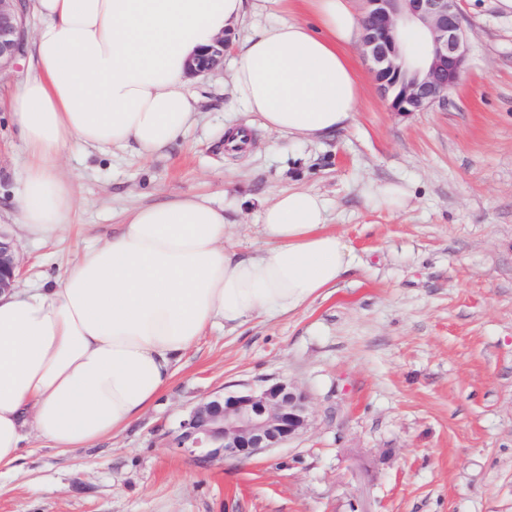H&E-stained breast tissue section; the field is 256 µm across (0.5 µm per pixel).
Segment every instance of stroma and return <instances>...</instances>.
Wrapping results in <instances>:
<instances>
[{"label":"stroma","instance_id":"obj_1","mask_svg":"<svg viewBox=\"0 0 512 512\" xmlns=\"http://www.w3.org/2000/svg\"><path fill=\"white\" fill-rule=\"evenodd\" d=\"M459 8L468 60L445 100L392 111L353 45V120L286 139L234 101L229 70L194 76L197 119L166 154L63 155L79 206L44 242L17 214L26 155L9 100L25 67L0 74V230L16 243L18 288L52 282L127 211L173 194L242 197L227 241L253 253L261 202L314 191L354 257L302 308L209 331L112 437L65 453L30 437L0 473V512H512V17L492 0ZM230 125L246 145H229ZM376 183L404 189L406 207H374ZM280 380L312 401L294 441L207 465L171 448L200 402Z\"/></svg>","mask_w":512,"mask_h":512}]
</instances>
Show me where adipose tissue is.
I'll list each match as a JSON object with an SVG mask.
<instances>
[{
  "instance_id": "1",
  "label": "adipose tissue",
  "mask_w": 512,
  "mask_h": 512,
  "mask_svg": "<svg viewBox=\"0 0 512 512\" xmlns=\"http://www.w3.org/2000/svg\"><path fill=\"white\" fill-rule=\"evenodd\" d=\"M269 2L33 0L34 54L9 105L29 158L25 231L49 239L70 224L65 151L131 144L150 156L182 137L196 111L190 65L220 36L238 39L233 97L265 127L312 138L344 128L361 97L348 0H296L298 16L248 27ZM239 206L197 194L131 209L59 280L0 293V471L28 433L65 450L124 429L208 327L292 312L351 269L319 194L279 192L261 212L267 246L252 256L226 242L225 213Z\"/></svg>"
}]
</instances>
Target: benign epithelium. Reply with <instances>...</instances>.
I'll return each mask as SVG.
<instances>
[{
    "label": "benign epithelium",
    "mask_w": 512,
    "mask_h": 512,
    "mask_svg": "<svg viewBox=\"0 0 512 512\" xmlns=\"http://www.w3.org/2000/svg\"><path fill=\"white\" fill-rule=\"evenodd\" d=\"M362 50L372 76L390 108L421 112L444 99L467 62V43L457 0H363ZM417 33L426 51L399 39L398 28ZM26 47V0H0V73L14 66ZM231 42L219 38L192 71L223 67ZM0 291L15 283L18 266L11 247L1 242ZM313 411L305 391L289 381L216 395L196 406L180 424L176 448L210 463L232 457L249 459L280 448L306 432Z\"/></svg>",
    "instance_id": "obj_1"
}]
</instances>
